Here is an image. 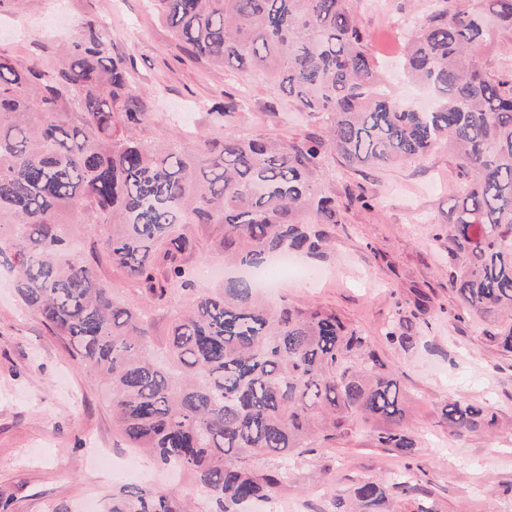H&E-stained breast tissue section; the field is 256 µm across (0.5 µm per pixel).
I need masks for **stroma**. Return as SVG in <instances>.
I'll use <instances>...</instances> for the list:
<instances>
[{
    "instance_id": "35a3bbf8",
    "label": "stroma",
    "mask_w": 512,
    "mask_h": 512,
    "mask_svg": "<svg viewBox=\"0 0 512 512\" xmlns=\"http://www.w3.org/2000/svg\"><path fill=\"white\" fill-rule=\"evenodd\" d=\"M147 0H26L22 12L0 8V53L51 65L64 39L81 22L107 21L109 55L134 62L142 94L154 97L165 128L191 135L211 123L196 102L221 109L239 101L224 123L242 137L291 139L311 129L306 113L278 101L269 84L220 73L186 55ZM432 0H352L367 47L386 76V93L421 100L401 77L404 47ZM324 182L344 204L341 223L325 225L329 246L299 255L300 264L325 276L314 285L276 279L275 300L335 310L370 336L400 380L407 406L404 427L417 446L411 457L380 447L374 422L316 454L291 459L288 487L273 500L278 512H330L336 492L363 479L391 485L411 470L430 493L436 512H512V357L482 336L448 286V252L434 237L460 194L456 161L447 148L404 164L357 171L330 161ZM370 200V208L356 196ZM412 337L409 346L387 341V331ZM488 407L497 425L463 436L441 419L445 403ZM136 455L112 429V405L98 379L75 360L68 345L17 301L0 274V497L12 512H104L123 484L163 487L172 497L203 501L185 476L139 456L143 474L122 469Z\"/></svg>"
}]
</instances>
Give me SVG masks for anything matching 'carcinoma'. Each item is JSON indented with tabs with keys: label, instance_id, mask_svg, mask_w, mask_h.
<instances>
[{
	"label": "carcinoma",
	"instance_id": "carcinoma-1",
	"mask_svg": "<svg viewBox=\"0 0 512 512\" xmlns=\"http://www.w3.org/2000/svg\"><path fill=\"white\" fill-rule=\"evenodd\" d=\"M150 5L192 56L265 79L315 128L291 140L169 136L93 19L49 69L1 54L0 267L20 303L107 384L127 447L190 477L204 512L275 497L289 458L350 435L359 417L381 423V447L412 455L399 379L369 337L331 309L270 306L243 279L203 288L188 255L211 225L224 228L213 247L227 264L319 252L328 245L319 225L339 218L323 182L328 157L385 168L444 144L463 182L436 234L448 286L512 356V69L481 57L496 30L512 32V0H437L401 62L432 94L429 111L383 92L351 0ZM107 224L112 232H92ZM82 236L87 253L73 246ZM100 254L138 283L137 297L103 281ZM175 294L188 308L156 340L154 316ZM441 417L457 434L497 424L460 401ZM268 455L279 458L273 468L261 464ZM393 488L413 512H435L410 475ZM390 507L385 486L362 480L335 497L333 512ZM106 512L189 510L165 491L125 484Z\"/></svg>",
	"mask_w": 512,
	"mask_h": 512
}]
</instances>
